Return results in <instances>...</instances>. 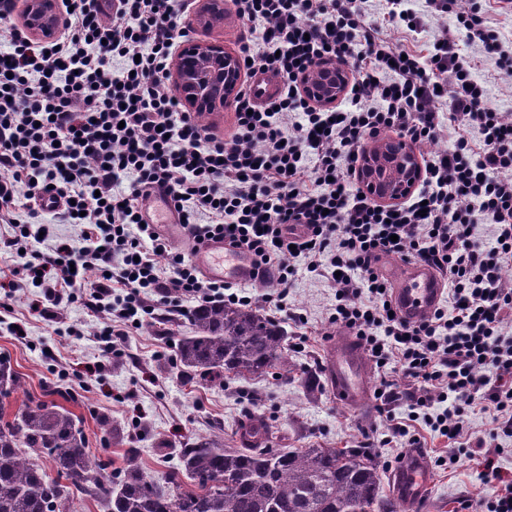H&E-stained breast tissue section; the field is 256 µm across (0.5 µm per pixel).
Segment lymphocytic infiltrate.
Wrapping results in <instances>:
<instances>
[{"label": "lymphocytic infiltrate", "instance_id": "obj_1", "mask_svg": "<svg viewBox=\"0 0 512 512\" xmlns=\"http://www.w3.org/2000/svg\"><path fill=\"white\" fill-rule=\"evenodd\" d=\"M364 0H232L257 47L242 44L250 72L276 73L280 95L260 103L242 83L236 127L224 135L184 111L167 71L186 29L176 0H67L61 35L30 41L15 31L0 50V246L15 254L0 297L39 281L38 312L52 317L81 295L97 319L100 356L134 329L152 301L250 304L172 252L147 218L152 188L164 189L198 246L223 239L254 258L265 295L287 306L299 270L323 272L336 290L331 320L357 336L379 371L376 410L393 436L416 443L424 419L447 438L449 463L475 462L493 487L487 512H512V475L502 448L475 434L482 412L512 430V114L492 104L467 47L512 72V52L486 23L479 0H388L390 22L418 32L424 16L456 11L427 53L391 42L367 21ZM327 59L350 64L345 107L320 109L301 91L304 73ZM474 131L425 160L413 194L383 206L356 185L365 138L397 132L414 142L444 126ZM78 227L35 248L41 218ZM493 228L491 241L477 234ZM166 264H159V257ZM397 256L448 279L451 310L415 324L395 314L378 262ZM304 267H297V260ZM410 402L408 420L392 411Z\"/></svg>", "mask_w": 512, "mask_h": 512}]
</instances>
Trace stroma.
<instances>
[{
	"label": "stroma",
	"instance_id": "1",
	"mask_svg": "<svg viewBox=\"0 0 512 512\" xmlns=\"http://www.w3.org/2000/svg\"><path fill=\"white\" fill-rule=\"evenodd\" d=\"M190 38L224 45L239 51L243 30L231 0L224 4L222 23L206 28L195 12L178 18ZM479 81L484 82L495 104L512 110V75L503 74L494 59L475 55ZM252 299L254 307L280 321L288 332L291 371L246 379H225L213 384L189 378L171 369L175 344L187 321L169 315L165 308L143 316L123 344V353L109 369L90 372L97 360L95 332L98 322L80 302L66 304L52 319L42 318L28 306L27 296L13 303L7 322L22 324L25 336H15L0 325V359L20 376L22 388L5 403L14 416L22 401L43 398L53 390L55 403L74 412L91 449H106L113 463H120L125 449H139L148 472L161 476L179 464L180 449L199 436L223 429L226 447H239L245 422L263 420L272 427V448H357L371 439L384 471L397 468L410 447L393 438L388 425L374 408L360 411L341 404L333 393L325 366V347L342 333L331 323L336 290L328 279L301 272L288 297L287 312L265 305L263 289L250 285L237 289ZM82 382L78 398L67 392ZM108 420L120 434L104 441L101 420ZM434 470V484L417 512H484L483 497L491 488L483 484L475 468L445 462L448 442L430 431L424 422L412 425Z\"/></svg>",
	"mask_w": 512,
	"mask_h": 512
}]
</instances>
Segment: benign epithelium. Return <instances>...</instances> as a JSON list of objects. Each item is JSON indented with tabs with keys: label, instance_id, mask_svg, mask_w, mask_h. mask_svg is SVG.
<instances>
[{
	"label": "benign epithelium",
	"instance_id": "obj_1",
	"mask_svg": "<svg viewBox=\"0 0 512 512\" xmlns=\"http://www.w3.org/2000/svg\"><path fill=\"white\" fill-rule=\"evenodd\" d=\"M224 15V0H201L199 23ZM27 34L35 41L56 36L63 23L59 0H23L20 14ZM316 77L303 80L304 94L317 106L332 107L340 102L352 81L347 63H326ZM171 85L188 112L228 108L234 105L241 81L238 58L221 47L188 40L178 47L168 70ZM422 166L415 149L402 139L388 142L375 139L363 148L357 166V179L373 200L385 204L405 201L419 185Z\"/></svg>",
	"mask_w": 512,
	"mask_h": 512
}]
</instances>
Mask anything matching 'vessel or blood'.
I'll use <instances>...</instances> for the list:
<instances>
[{
	"label": "vessel or blood",
	"mask_w": 512,
	"mask_h": 512,
	"mask_svg": "<svg viewBox=\"0 0 512 512\" xmlns=\"http://www.w3.org/2000/svg\"><path fill=\"white\" fill-rule=\"evenodd\" d=\"M197 262L207 277L236 284H250L254 281L251 258L232 250L223 241L213 240L201 246ZM393 277L396 281L394 303L407 321L422 320L443 298L441 276L424 263H411L395 271ZM326 369L338 400L355 410L369 404L370 362L357 337L339 336L329 341ZM433 483L434 471L430 461L419 450L405 454L400 466L390 475L393 497L409 512L431 489Z\"/></svg>",
	"instance_id": "b4317fda"
}]
</instances>
